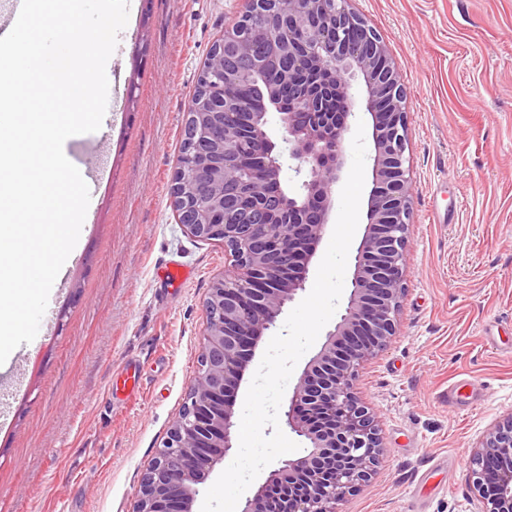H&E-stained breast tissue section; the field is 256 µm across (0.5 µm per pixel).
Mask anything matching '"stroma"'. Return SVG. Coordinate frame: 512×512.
I'll use <instances>...</instances> for the list:
<instances>
[{"label":"stroma","mask_w":512,"mask_h":512,"mask_svg":"<svg viewBox=\"0 0 512 512\" xmlns=\"http://www.w3.org/2000/svg\"><path fill=\"white\" fill-rule=\"evenodd\" d=\"M243 0H129L101 128L64 145L94 166L83 247L46 334L0 373V512H134L197 371L224 248L189 236L170 187L206 55ZM409 90L412 221L398 332L360 372L385 448L344 512H473L470 451L512 413V0H354ZM187 272L170 290L158 270ZM142 368L140 394L112 399ZM458 388L456 402L448 391ZM141 373L136 365H128L122 372L120 377L112 380V393H121L123 396L129 395L138 387L140 383Z\"/></svg>","instance_id":"stroma-1"}]
</instances>
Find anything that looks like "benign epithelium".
Wrapping results in <instances>:
<instances>
[{
    "mask_svg": "<svg viewBox=\"0 0 512 512\" xmlns=\"http://www.w3.org/2000/svg\"><path fill=\"white\" fill-rule=\"evenodd\" d=\"M351 0H245L242 21L221 42L228 85L264 75L258 91L277 99L280 78L294 80L312 69L336 96V111L321 112L319 95L302 90L296 105L276 109L284 148L267 132L266 112H243L201 102V123L191 126L204 166L217 190L205 186L206 208L225 224H197L185 232L224 245L228 270L213 281L192 405L172 422L163 448L142 475L135 512H193L197 485L224 461L232 445L233 397L253 351L275 325L286 303L304 289L305 268L329 224L333 193L344 168V140L355 116L352 79L362 76L365 110L373 123L372 188L367 225L355 257L344 313L297 382L286 416L305 439L304 453L283 461L241 512H343L347 495L370 485L384 455L377 417L353 391L363 366L388 345L397 330L404 292L412 184L406 167L407 90L381 35L357 14ZM265 14L270 26L288 30L279 43L288 64L271 71L243 19ZM357 27L362 37L352 40ZM248 128L247 149L261 168L240 177L237 134ZM306 172L299 191L284 188L283 158ZM173 207L188 214L195 204L173 177ZM251 196L253 206L239 201ZM475 512H512V414L490 427L469 458Z\"/></svg>",
    "mask_w": 512,
    "mask_h": 512,
    "instance_id": "7a95c632",
    "label": "benign epithelium"
}]
</instances>
